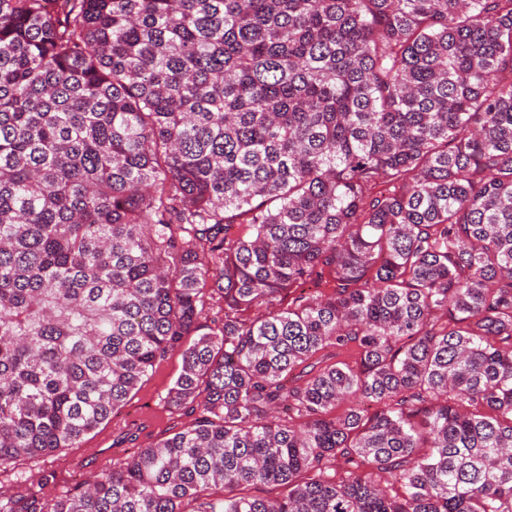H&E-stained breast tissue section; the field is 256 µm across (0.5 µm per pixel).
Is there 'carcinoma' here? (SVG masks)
<instances>
[{
    "instance_id": "1",
    "label": "carcinoma",
    "mask_w": 512,
    "mask_h": 512,
    "mask_svg": "<svg viewBox=\"0 0 512 512\" xmlns=\"http://www.w3.org/2000/svg\"><path fill=\"white\" fill-rule=\"evenodd\" d=\"M175 352L0 512H512V0H0V474ZM181 370V357L178 353L168 355L159 363L152 374L145 379L137 394L107 423L86 436L79 448H65L60 453L40 459L37 463L56 473V480L42 490L49 499L81 489L93 479L90 470H78L74 461L99 451L103 461L111 462L135 451L127 445L116 443L117 436L128 421L145 412L149 416L148 429L139 440L142 448L190 423L191 417L172 414L165 403L167 389ZM113 443V445H112Z\"/></svg>"
}]
</instances>
